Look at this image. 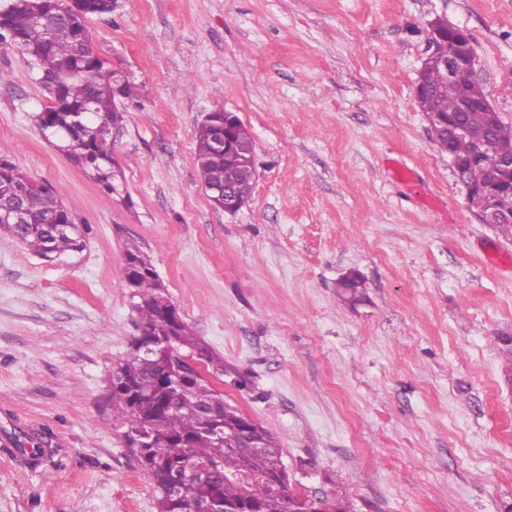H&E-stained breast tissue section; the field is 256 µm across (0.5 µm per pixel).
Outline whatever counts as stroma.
<instances>
[{
  "instance_id": "obj_1",
  "label": "stroma",
  "mask_w": 512,
  "mask_h": 512,
  "mask_svg": "<svg viewBox=\"0 0 512 512\" xmlns=\"http://www.w3.org/2000/svg\"><path fill=\"white\" fill-rule=\"evenodd\" d=\"M467 29L512 124V0H118L86 26L140 86L112 130L129 202L34 122L35 66L0 49V155L85 227L48 260L0 243V512H156L109 378L136 333L121 270L148 256L196 336L248 376L220 390L283 450L292 487L353 512H512V238L478 223L414 93L434 19ZM251 130L250 203L215 208L195 130ZM413 169V192L394 176ZM359 274L355 306L336 295Z\"/></svg>"
}]
</instances>
